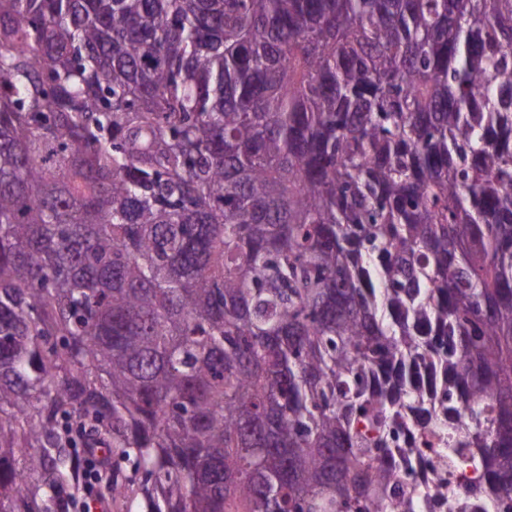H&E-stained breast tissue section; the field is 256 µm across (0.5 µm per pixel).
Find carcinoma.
<instances>
[{
	"label": "carcinoma",
	"instance_id": "1",
	"mask_svg": "<svg viewBox=\"0 0 512 512\" xmlns=\"http://www.w3.org/2000/svg\"><path fill=\"white\" fill-rule=\"evenodd\" d=\"M78 448L142 512L512 498V0H0V512Z\"/></svg>",
	"mask_w": 512,
	"mask_h": 512
}]
</instances>
